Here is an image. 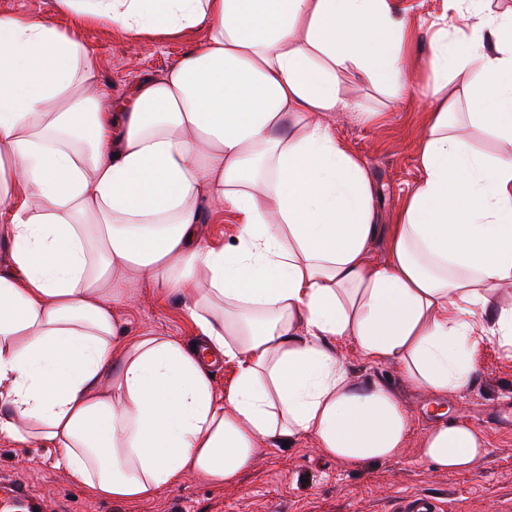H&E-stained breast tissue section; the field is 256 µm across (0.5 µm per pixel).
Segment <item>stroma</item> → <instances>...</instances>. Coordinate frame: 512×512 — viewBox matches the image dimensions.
Wrapping results in <instances>:
<instances>
[{
  "label": "stroma",
  "mask_w": 512,
  "mask_h": 512,
  "mask_svg": "<svg viewBox=\"0 0 512 512\" xmlns=\"http://www.w3.org/2000/svg\"><path fill=\"white\" fill-rule=\"evenodd\" d=\"M415 30L408 50L409 87L393 98L346 73L342 90L376 116L363 121L339 113L331 123L349 149L365 162L375 191L382 234L373 247L384 259L395 217L419 182L421 132L433 106L428 78L431 36L445 0H398ZM206 30L178 38L150 34L131 40L109 24L84 26L81 39L96 58L115 97L129 93L146 76H158L188 50L202 45ZM131 334L155 331L198 341L196 327L178 297L159 300L155 288L137 286L135 306L121 310ZM333 348L352 377L388 386L410 419L403 448L384 461L349 464L323 454L314 440L295 437L289 445L264 444L234 482L215 486L200 476L159 490L138 502L103 499L74 483L46 449L0 442V512H390L412 495L433 498L441 512H512V352L496 337L483 340L477 371L464 390L437 396L406 380L400 364L371 362L350 338ZM466 422L486 439L481 464L470 472L437 468L420 455L426 431L438 420Z\"/></svg>",
  "instance_id": "obj_1"
}]
</instances>
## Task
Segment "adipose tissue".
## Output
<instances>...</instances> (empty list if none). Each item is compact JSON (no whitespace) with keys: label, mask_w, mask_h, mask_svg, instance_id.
<instances>
[{"label":"adipose tissue","mask_w":512,"mask_h":512,"mask_svg":"<svg viewBox=\"0 0 512 512\" xmlns=\"http://www.w3.org/2000/svg\"><path fill=\"white\" fill-rule=\"evenodd\" d=\"M430 72L423 177L375 263L373 185L327 118L346 71L407 90L412 29L394 0H57L85 24L208 38L124 99L77 31L0 16V439L47 449L98 497L136 502L195 474L233 481L262 439L312 437L349 463L393 458L409 421L330 348L399 362L433 391L466 388L482 337L512 345V11L449 0ZM462 96L448 87L459 75ZM471 109L458 113L459 98ZM228 205L234 245L201 226ZM147 282L180 294L200 343L128 335L119 306ZM237 366L214 388L205 355ZM483 435L432 427L435 466L480 464Z\"/></svg>","instance_id":"obj_1"}]
</instances>
